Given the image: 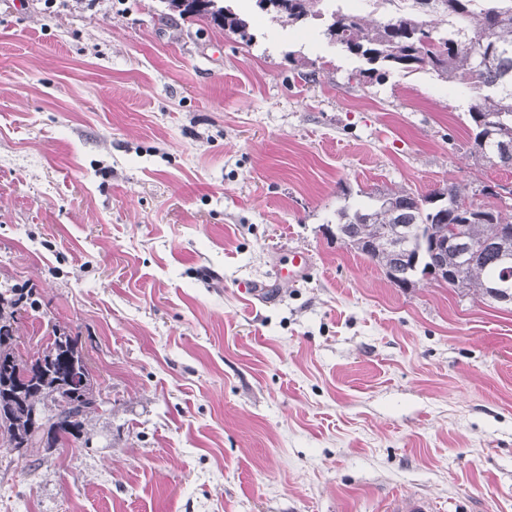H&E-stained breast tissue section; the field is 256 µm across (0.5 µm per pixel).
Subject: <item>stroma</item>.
Here are the masks:
<instances>
[{
  "label": "stroma",
  "instance_id": "1",
  "mask_svg": "<svg viewBox=\"0 0 512 512\" xmlns=\"http://www.w3.org/2000/svg\"><path fill=\"white\" fill-rule=\"evenodd\" d=\"M229 4L252 40L160 0H0V286L37 301L20 347L78 336L108 408L0 451V512H512V305L336 238L371 190L498 185L512 214L468 90L357 79L325 20ZM312 266L311 257L304 251H291L276 269L279 283H294L306 276Z\"/></svg>",
  "mask_w": 512,
  "mask_h": 512
}]
</instances>
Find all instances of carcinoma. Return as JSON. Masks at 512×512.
<instances>
[{
  "mask_svg": "<svg viewBox=\"0 0 512 512\" xmlns=\"http://www.w3.org/2000/svg\"><path fill=\"white\" fill-rule=\"evenodd\" d=\"M164 18L196 17L216 27L246 35L248 19L224 0H160ZM327 0H279L266 11L283 25H302L328 16L324 34L341 48L358 51L368 68L359 76L380 80L390 71L429 68L447 82L470 86L468 114L472 150L487 162L512 169V0H378L384 18L368 21L340 7L325 14ZM448 195V201L441 196ZM371 203L338 212L348 227V245L382 267L397 287L415 284L421 274L434 281L448 275L460 294L497 301L488 293L493 280L506 276L501 254H512V236L498 234V225L512 221L498 208L476 203L450 184L425 195L407 190L367 194ZM424 226L430 237L458 238L464 257L448 253V272L433 269L432 258L413 261L415 252L400 247L410 225ZM32 291L0 288V380L13 377L7 365L17 353L18 311L33 307ZM54 360L19 379L20 389L7 408H0V437L27 458L48 452L43 439L57 442L81 433L100 412L102 401L89 369L81 364L78 338L64 332L55 338ZM50 411L43 429L32 427L33 407Z\"/></svg>",
  "mask_w": 512,
  "mask_h": 512,
  "instance_id": "carcinoma-1",
  "label": "carcinoma"
}]
</instances>
